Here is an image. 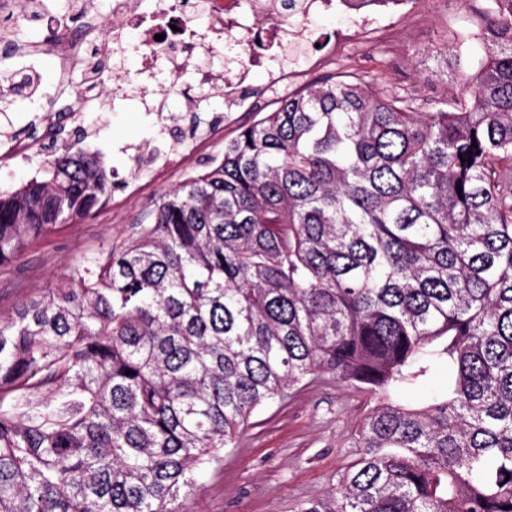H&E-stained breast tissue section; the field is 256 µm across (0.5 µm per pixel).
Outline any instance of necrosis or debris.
Listing matches in <instances>:
<instances>
[{
  "instance_id": "obj_1",
  "label": "necrosis or debris",
  "mask_w": 512,
  "mask_h": 512,
  "mask_svg": "<svg viewBox=\"0 0 512 512\" xmlns=\"http://www.w3.org/2000/svg\"><path fill=\"white\" fill-rule=\"evenodd\" d=\"M84 23L71 31L64 23L52 25L53 48L60 59L61 77L81 74L83 82L75 101L83 105L97 100L98 84L92 75L90 51L106 37L134 41L139 56V75L153 86L152 111L158 119L170 112L173 98L189 102L194 110L209 107L207 88L220 89L224 116L201 130H194L184 141H174L167 152L150 155L141 147L132 149L134 176L126 183L128 193L140 191L145 178L156 169L180 165L193 148L222 136L223 126L235 112L245 108L254 92L249 84L253 69L262 68L267 79L261 92L275 97L302 82L310 69L336 62V49L351 41H364L378 30L380 19L402 15L403 0H382L379 14L363 13L354 29L324 41L305 22L314 13L343 7L344 0H154L151 12L140 11L138 0H110L106 16H99L95 0H76ZM247 49L248 57L237 67L216 72L212 58L224 45ZM305 47V66H298L291 55L294 47ZM72 117L70 108L58 109L53 128L34 130L25 138L7 136L0 140V151L11 159L28 161L37 153L50 150L58 128Z\"/></svg>"
}]
</instances>
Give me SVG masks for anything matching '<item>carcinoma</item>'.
Wrapping results in <instances>:
<instances>
[{"mask_svg":"<svg viewBox=\"0 0 512 512\" xmlns=\"http://www.w3.org/2000/svg\"><path fill=\"white\" fill-rule=\"evenodd\" d=\"M488 2L460 94L423 112L357 69L290 94L0 316V512H185L287 389L387 394L444 361L299 512H512V0ZM110 189L78 150L0 190V266ZM448 378L447 368L432 371L427 380L413 389L405 390L400 395L391 394L393 400H398L402 404L411 408H422L428 402L432 391L444 387Z\"/></svg>","mask_w":512,"mask_h":512,"instance_id":"carcinoma-1","label":"carcinoma"}]
</instances>
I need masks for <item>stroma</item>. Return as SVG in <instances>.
Segmentation results:
<instances>
[{
	"label": "stroma",
	"mask_w": 512,
	"mask_h": 512,
	"mask_svg": "<svg viewBox=\"0 0 512 512\" xmlns=\"http://www.w3.org/2000/svg\"><path fill=\"white\" fill-rule=\"evenodd\" d=\"M485 0H416L413 19L399 22L391 33L374 36L348 59L350 67L378 77L385 93L418 90L422 98L441 100L460 93L464 75L477 69L473 46H461V32L479 29ZM94 65L105 76L121 70L128 96L105 84L112 108L107 112L79 110L60 137L57 153L77 149L99 154L111 174L113 189L106 203L76 223L35 242L13 264L0 268V315L11 314L18 301L55 287L69 269L106 243L122 245L135 225L144 223L158 197L202 171L218 155L240 125L273 111L266 99L255 109L239 113L225 126L222 138L200 147L187 160L186 170L161 171L143 191L126 195L130 156L113 149L122 140L144 150L161 151L188 125L184 100L173 102L166 121L144 111L131 88L137 68L131 49H105ZM33 68L40 76L44 99L59 90V64L54 52L36 56H1L0 72ZM45 109L29 99L0 100V131L18 135L49 123ZM382 400L339 382L329 374L316 377L283 399L256 410L236 447L225 449L222 467L204 466L188 503L190 512H298L302 502L336 488L342 475L359 459L354 443L370 410Z\"/></svg>",
	"instance_id": "35a3bbf8"
}]
</instances>
